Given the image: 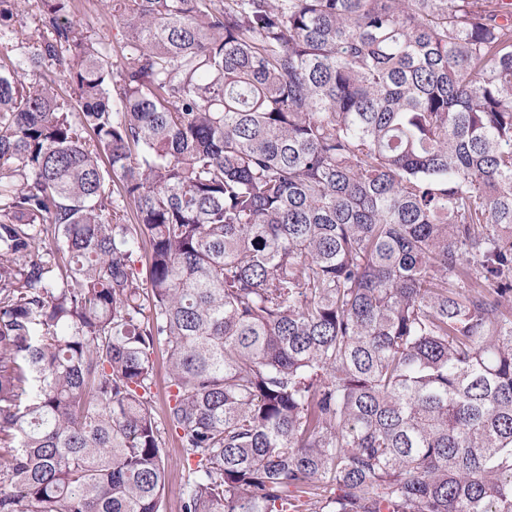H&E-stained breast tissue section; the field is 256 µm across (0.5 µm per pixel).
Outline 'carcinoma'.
Returning a JSON list of instances; mask_svg holds the SVG:
<instances>
[{"label": "carcinoma", "instance_id": "1", "mask_svg": "<svg viewBox=\"0 0 512 512\" xmlns=\"http://www.w3.org/2000/svg\"><path fill=\"white\" fill-rule=\"evenodd\" d=\"M7 2L0 512H512V2ZM11 2L5 3L4 7L10 8V3L13 10V25L17 30H22L24 33L36 32L38 34L40 29L39 10L35 0H10ZM15 4V6L13 5ZM39 28V30H37ZM102 1L104 0H73L69 17L119 66L125 38L112 11ZM154 362V385L152 388V408L160 427L162 451L168 459L169 467L165 475L166 512H181V500L187 471L182 468L183 448L175 434L165 427V412L171 391L170 377L163 346H157L152 355Z\"/></svg>", "mask_w": 512, "mask_h": 512}]
</instances>
